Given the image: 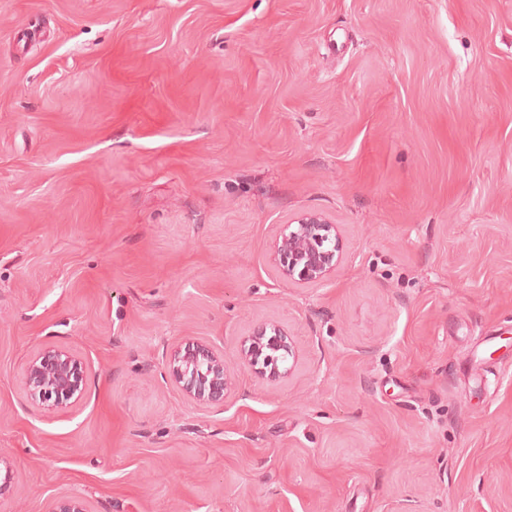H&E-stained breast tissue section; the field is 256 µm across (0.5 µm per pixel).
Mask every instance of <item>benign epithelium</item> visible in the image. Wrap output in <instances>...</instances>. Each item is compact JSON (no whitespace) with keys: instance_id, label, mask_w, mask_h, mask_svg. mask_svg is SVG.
I'll return each mask as SVG.
<instances>
[{"instance_id":"7a95c632","label":"benign epithelium","mask_w":512,"mask_h":512,"mask_svg":"<svg viewBox=\"0 0 512 512\" xmlns=\"http://www.w3.org/2000/svg\"><path fill=\"white\" fill-rule=\"evenodd\" d=\"M342 259L340 225L325 212L305 211L282 225L274 250L279 277L302 286H321L336 274ZM290 358L297 359L294 342L276 322L254 329L242 340L239 349L241 364L268 384L278 383L289 375ZM167 370L181 392L199 405H224L233 387L224 352L193 338L176 348ZM23 379L33 401L48 407H63L84 391L86 369L74 353L47 345L29 360ZM49 512L89 510L82 500L66 499L57 502Z\"/></svg>"}]
</instances>
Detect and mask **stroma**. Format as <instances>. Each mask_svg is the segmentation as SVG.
<instances>
[{"label": "stroma", "instance_id": "35a3bbf8", "mask_svg": "<svg viewBox=\"0 0 512 512\" xmlns=\"http://www.w3.org/2000/svg\"><path fill=\"white\" fill-rule=\"evenodd\" d=\"M312 209L307 288L271 245ZM268 320L276 385L237 362ZM0 459V512H512V0H0ZM343 259L340 225L323 211L302 212L286 224L275 244L277 275L302 286L328 282ZM293 359L287 366L289 358ZM297 359L290 334L276 322L265 323L246 336L240 345L239 360L262 382L275 384L286 378ZM167 370L181 392L199 405L224 406L233 387L224 352L193 338L176 348ZM23 379L33 401L48 407H63L84 391L86 369L74 353L47 345L29 360Z\"/></svg>", "mask_w": 512, "mask_h": 512}]
</instances>
